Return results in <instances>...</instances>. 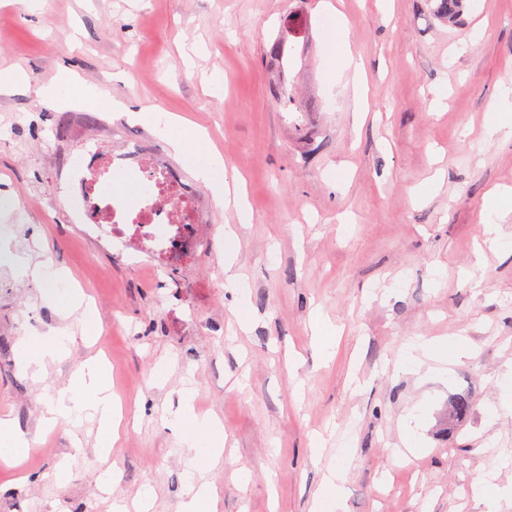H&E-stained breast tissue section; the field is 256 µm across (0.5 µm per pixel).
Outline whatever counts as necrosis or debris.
<instances>
[{
	"mask_svg": "<svg viewBox=\"0 0 512 512\" xmlns=\"http://www.w3.org/2000/svg\"><path fill=\"white\" fill-rule=\"evenodd\" d=\"M64 201L71 223L85 225L102 248L135 243L171 267L207 250L200 233L206 212L194 185L144 142L115 148L86 140Z\"/></svg>",
	"mask_w": 512,
	"mask_h": 512,
	"instance_id": "necrosis-or-debris-1",
	"label": "necrosis or debris"
}]
</instances>
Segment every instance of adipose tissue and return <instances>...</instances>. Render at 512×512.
<instances>
[{
    "label": "adipose tissue",
    "instance_id": "adipose-tissue-1",
    "mask_svg": "<svg viewBox=\"0 0 512 512\" xmlns=\"http://www.w3.org/2000/svg\"><path fill=\"white\" fill-rule=\"evenodd\" d=\"M157 133L165 139L172 150L180 156L197 178L209 185L219 204L234 207L240 223L252 220L244 195L231 189L224 175L221 156L207 147L200 134L193 129L179 131L170 126L158 128ZM74 338L68 328L59 327L45 334L34 333L23 337L18 345V364L22 369H38L46 362L64 358ZM196 390L184 386L180 391V404L174 418L181 427L183 442L189 450L191 468L218 462L224 451V435L219 422L208 415H197L193 402ZM98 416L103 432L104 447H111L119 436L116 407L107 379V370L100 357L86 359L74 372L72 386L57 391L47 404L42 417L44 429H53L60 421L72 418L77 413Z\"/></svg>",
    "mask_w": 512,
    "mask_h": 512
}]
</instances>
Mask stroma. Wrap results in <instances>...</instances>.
<instances>
[{"label": "stroma", "instance_id": "stroma-1", "mask_svg": "<svg viewBox=\"0 0 512 512\" xmlns=\"http://www.w3.org/2000/svg\"><path fill=\"white\" fill-rule=\"evenodd\" d=\"M15 3L0 0V71L24 74L0 91V188L23 210L0 222L12 250L81 285L98 323L86 336L80 315L61 319L48 302L43 279L0 262V418L31 440L19 465L0 464V512H113L146 488L149 512H180L189 465L166 414L187 377L197 412L219 418L226 436L220 462L201 471L216 488L212 512H329L318 495L335 466L339 512H486L474 480L488 470L506 491L497 512H512V409L501 387L512 367V214L499 241L485 232L487 195L512 190V137L485 133L512 88V0H480L453 28L424 0H306L314 29L329 8L342 13L363 65L364 113L329 65L332 42L317 36L290 76L311 111H283L270 96L266 49L295 0H40L22 12ZM63 72L95 86L98 105L45 101L41 88ZM145 112L204 133L227 178L243 177L252 214L239 225L169 154L212 204L202 227L210 253L173 270L100 249L45 204L79 136L117 144L134 134L166 148ZM228 224L240 227L230 261ZM237 277L257 314L245 332L226 285ZM315 310L339 332L329 361L313 340ZM63 325L75 335L70 353L42 375L21 370L20 339ZM416 339L443 343L442 361L395 371ZM93 355L126 402L105 457L95 419L42 431L45 402ZM460 394L472 410L453 422ZM409 414L417 454L402 467Z\"/></svg>", "mask_w": 512, "mask_h": 512}]
</instances>
